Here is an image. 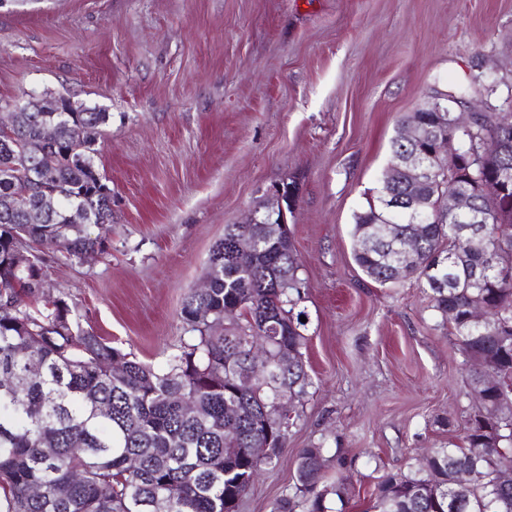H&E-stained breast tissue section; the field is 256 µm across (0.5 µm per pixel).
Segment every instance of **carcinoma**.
I'll list each match as a JSON object with an SVG mask.
<instances>
[{"mask_svg":"<svg viewBox=\"0 0 512 512\" xmlns=\"http://www.w3.org/2000/svg\"><path fill=\"white\" fill-rule=\"evenodd\" d=\"M14 121L0 129V512H237L255 475L274 467L285 448L288 422L274 410L280 399L306 393V337L296 311L303 299L300 263L288 229L269 223V208L255 224H226L206 267L207 287L190 290L180 319L187 340L163 368L129 357L86 330L61 296L43 290L40 257L24 264L22 250L38 245L82 259L103 250L87 224L112 223V190L97 170L96 145L108 113L63 96L5 102ZM490 114L471 129L452 126L441 112H410L428 131L419 149L438 147L448 130L455 153L434 175L432 191L471 188L478 207L494 214L482 236L460 242L463 219L424 224L417 260L397 267L400 238L414 232L405 207L412 183L381 179L376 196L354 215L353 254L361 271L384 286L413 278L430 292L433 308L450 324L459 351L482 360L473 394L485 406L512 408V387H489V372L512 376V183L498 171L512 165V146L480 161L472 150ZM47 124L56 138L42 137ZM253 261L242 265L240 249ZM477 268L482 278L469 282ZM238 308L224 323V309ZM486 313L471 320L472 309ZM266 333L267 364L254 359V333ZM123 371L115 374L114 364ZM263 370L251 388L243 376ZM192 401L198 411H184ZM41 408L33 418L28 408ZM268 448L256 458L252 448ZM135 457L133 471L126 465ZM323 448L298 453L295 492L274 512H332L328 496L345 486L327 483ZM461 470L473 473L466 483ZM512 470V416L490 425L466 419L462 445L438 448L422 464L382 478L367 512H512V485H495ZM78 471L82 479L63 499L56 488ZM33 486L41 494L32 496Z\"/></svg>","mask_w":512,"mask_h":512,"instance_id":"carcinoma-1","label":"carcinoma"}]
</instances>
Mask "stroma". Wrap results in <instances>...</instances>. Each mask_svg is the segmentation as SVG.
<instances>
[{"label": "stroma", "instance_id": "obj_1", "mask_svg": "<svg viewBox=\"0 0 512 512\" xmlns=\"http://www.w3.org/2000/svg\"><path fill=\"white\" fill-rule=\"evenodd\" d=\"M456 83L472 111L512 107V0H0V101L61 95L109 114L105 249L45 253L46 293L85 329L164 367L225 225L272 184L299 187L288 227L311 384L238 512H274L314 446L336 457L344 512H366L383 475L459 442L476 410L473 368L423 288L378 285L353 258L398 120Z\"/></svg>", "mask_w": 512, "mask_h": 512}]
</instances>
